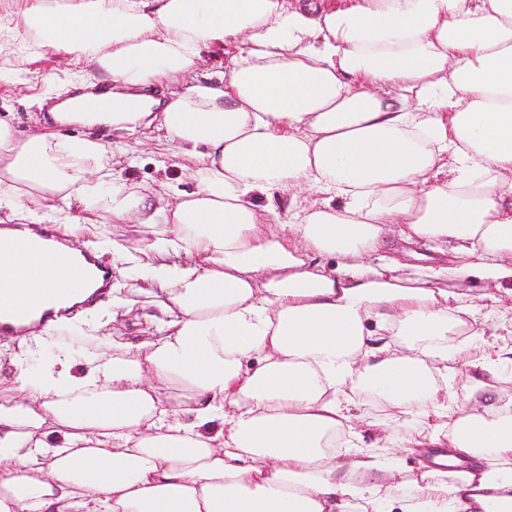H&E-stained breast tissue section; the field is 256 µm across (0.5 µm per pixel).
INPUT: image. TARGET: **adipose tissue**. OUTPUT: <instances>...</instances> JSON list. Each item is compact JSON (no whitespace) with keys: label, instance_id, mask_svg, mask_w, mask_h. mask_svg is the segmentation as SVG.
I'll return each mask as SVG.
<instances>
[{"label":"adipose tissue","instance_id":"1","mask_svg":"<svg viewBox=\"0 0 512 512\" xmlns=\"http://www.w3.org/2000/svg\"><path fill=\"white\" fill-rule=\"evenodd\" d=\"M30 36L105 84L56 107L87 127L136 123L154 105L138 87L239 48L223 86L162 114L196 191L162 211L111 188L113 219L172 226L140 265L159 335L0 389V512H374L393 449L441 446L399 512H512V397L482 380L477 342L468 406L430 423L449 328L485 334L454 283L512 299V0H0V43ZM104 154L0 123V211L86 210ZM279 192L276 230L258 199ZM393 234L438 260L408 263ZM358 383L391 410L364 419L379 436L361 450Z\"/></svg>","mask_w":512,"mask_h":512}]
</instances>
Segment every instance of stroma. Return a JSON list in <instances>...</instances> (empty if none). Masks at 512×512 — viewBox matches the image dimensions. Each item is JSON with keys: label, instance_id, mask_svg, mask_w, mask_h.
I'll return each instance as SVG.
<instances>
[{"label": "stroma", "instance_id": "stroma-1", "mask_svg": "<svg viewBox=\"0 0 512 512\" xmlns=\"http://www.w3.org/2000/svg\"><path fill=\"white\" fill-rule=\"evenodd\" d=\"M82 60L57 55L49 47H34L22 42L0 48V122L11 126L18 135L36 131L34 117L41 102L56 92L77 73H89ZM109 167L114 178L126 187L149 194L161 193L163 187L191 192L197 185L183 170V159L168 140L165 130L115 137L107 145ZM97 224L83 228L78 224H58L57 229L75 242L92 241L101 260L113 270L112 285L107 298L79 309L69 322L60 325L56 342L47 347H34L21 352L17 340L0 341V373L11 377L19 373L34 374L50 364L61 353L72 360V372L84 374L89 356L98 349H108L158 333L154 320V294L144 291L139 269L112 252L113 244H121L126 252L135 254L146 239L166 231V224H138L128 221L113 223L106 208L107 195L97 196ZM480 319L488 330L484 338L487 352L486 380L502 395L512 396V367L502 366L498 352L512 347V319L481 308Z\"/></svg>", "mask_w": 512, "mask_h": 512}]
</instances>
